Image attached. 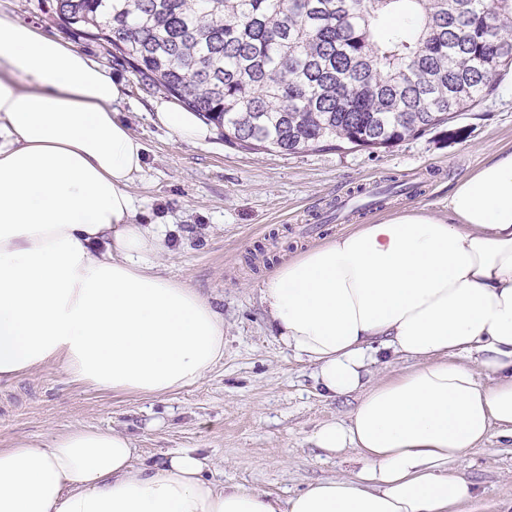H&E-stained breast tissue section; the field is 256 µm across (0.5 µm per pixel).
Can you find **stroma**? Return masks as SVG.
<instances>
[{"label":"stroma","instance_id":"1","mask_svg":"<svg viewBox=\"0 0 512 512\" xmlns=\"http://www.w3.org/2000/svg\"><path fill=\"white\" fill-rule=\"evenodd\" d=\"M51 0H0V9L61 37L105 66L126 87L118 118L146 146L132 189L140 223L164 225V276L206 295L224 316V359L197 385L163 397L112 392L71 381L49 365L0 383V448L21 436L69 427L114 428L141 459L193 449L210 457L214 481L276 496L345 474L311 437L325 420L346 417L357 398H325L311 365L274 336L260 300L270 261L360 224L410 207L443 214L457 179L494 150H512V71L471 112L386 149L246 151L215 127L186 142L155 118L161 92L139 84L130 66L101 44L61 26ZM405 189L389 191L388 176ZM386 191L383 206L336 216L357 189ZM479 496L478 512H512V440L492 437L454 465Z\"/></svg>","mask_w":512,"mask_h":512}]
</instances>
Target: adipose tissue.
Wrapping results in <instances>:
<instances>
[{"instance_id":"obj_1","label":"adipose tissue","mask_w":512,"mask_h":512,"mask_svg":"<svg viewBox=\"0 0 512 512\" xmlns=\"http://www.w3.org/2000/svg\"><path fill=\"white\" fill-rule=\"evenodd\" d=\"M123 82L61 38L0 12V382L49 364L158 397L224 358V317L158 265L136 219L146 148L117 116ZM180 139L197 116L154 105ZM260 299L323 396L357 394L314 432L347 474L280 497L209 479L190 449L139 461L116 429L71 427L0 448V512H471L453 464L512 439V151L460 178L447 210L397 212L277 264ZM407 366L377 376L383 359Z\"/></svg>"}]
</instances>
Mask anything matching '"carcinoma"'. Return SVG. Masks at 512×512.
<instances>
[{"instance_id":"cac0c4a2","label":"carcinoma","mask_w":512,"mask_h":512,"mask_svg":"<svg viewBox=\"0 0 512 512\" xmlns=\"http://www.w3.org/2000/svg\"><path fill=\"white\" fill-rule=\"evenodd\" d=\"M244 150L389 148L473 110L512 68V0H54Z\"/></svg>"}]
</instances>
